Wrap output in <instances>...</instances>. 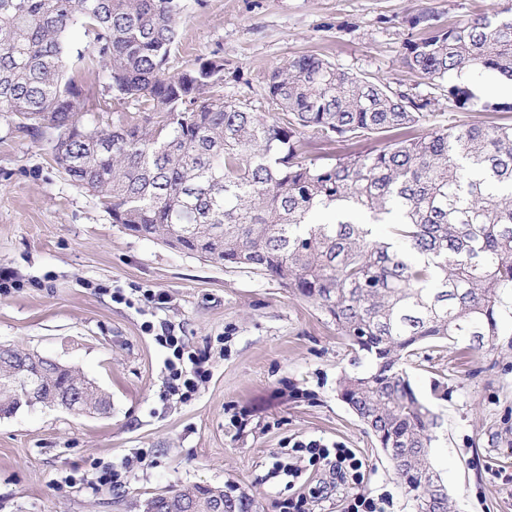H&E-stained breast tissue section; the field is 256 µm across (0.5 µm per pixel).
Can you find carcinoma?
<instances>
[{
  "mask_svg": "<svg viewBox=\"0 0 512 512\" xmlns=\"http://www.w3.org/2000/svg\"><path fill=\"white\" fill-rule=\"evenodd\" d=\"M183 0H0V113L18 128L53 133V160L112 223L171 247L207 243V261L252 269L315 303L373 364L346 373L338 396L378 438L415 507L427 494L420 453L437 440L438 415L415 393L406 365L418 347L459 341L491 350L499 309L512 294V124L414 130L436 95L474 105L465 74L512 79V4L450 25L433 11L408 18L406 65L430 88L411 93L360 77L317 55L276 67L272 113L214 99L224 58L199 56L170 73ZM92 37L77 47L71 35ZM106 69L118 106L142 120L102 129L89 119L72 59ZM327 145L389 134L381 148L317 159L305 132ZM376 224H390L380 236ZM22 365L0 363V413L18 394L3 382ZM75 369L40 380L44 398L76 409ZM230 512H252L243 493Z\"/></svg>",
  "mask_w": 512,
  "mask_h": 512,
  "instance_id": "cac0c4a2",
  "label": "carcinoma"
}]
</instances>
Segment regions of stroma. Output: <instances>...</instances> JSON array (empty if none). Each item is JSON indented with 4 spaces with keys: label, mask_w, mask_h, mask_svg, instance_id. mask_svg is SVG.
<instances>
[{
    "label": "stroma",
    "mask_w": 512,
    "mask_h": 512,
    "mask_svg": "<svg viewBox=\"0 0 512 512\" xmlns=\"http://www.w3.org/2000/svg\"><path fill=\"white\" fill-rule=\"evenodd\" d=\"M500 0H185L183 69L212 51L224 58L217 98L268 111L267 77L288 59L319 54L373 81L422 92L406 68L405 19L429 9L449 21ZM100 126L118 121L102 68L77 67ZM466 111L432 104L424 128L512 122L493 111L487 77L468 78ZM0 344L75 367L110 397L107 414L24 408L0 417V512H139L185 485L247 494L253 512L321 488L313 512H341L349 492L328 468L298 480L274 475L292 441L320 438L354 449L386 512H415L376 437L337 395L342 372L369 361L317 306L280 282L230 269L112 222L97 200L61 174L48 138L0 116ZM163 293L164 303L114 302L113 289ZM153 331H145V324ZM174 328L208 357L211 377L190 401L165 395V348ZM494 352L458 344L421 347L408 366L419 397L439 416L431 460L450 512H512V300H504Z\"/></svg>",
    "instance_id": "stroma-1"
}]
</instances>
